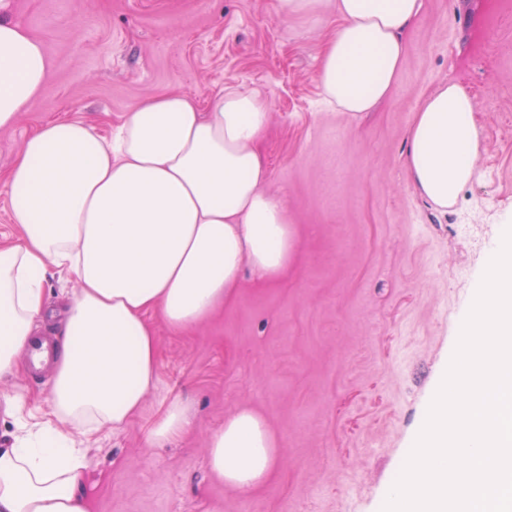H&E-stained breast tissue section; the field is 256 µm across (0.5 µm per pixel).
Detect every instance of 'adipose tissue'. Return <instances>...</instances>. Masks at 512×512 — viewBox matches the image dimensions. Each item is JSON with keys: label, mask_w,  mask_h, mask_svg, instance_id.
Masks as SVG:
<instances>
[{"label": "adipose tissue", "mask_w": 512, "mask_h": 512, "mask_svg": "<svg viewBox=\"0 0 512 512\" xmlns=\"http://www.w3.org/2000/svg\"><path fill=\"white\" fill-rule=\"evenodd\" d=\"M422 8L423 0H336L340 24L317 73L330 105L357 117L389 97ZM14 13V0H0V129L16 125L51 67ZM269 119L264 91L225 88L206 108L180 93L144 98L105 136L64 117L27 137L0 178L19 230L0 247L1 378L19 369L49 275L74 273L78 291L60 329L50 409L0 447V512H90L77 440L141 413L157 368L148 314L188 329L234 297L243 269L266 284L287 273L295 231L285 203L264 190L259 140ZM481 147L472 99L448 81L414 116L408 177L448 209L475 179ZM189 424L185 403L173 400L150 441L164 444ZM278 446L244 407L210 435L208 465L246 494L269 479Z\"/></svg>", "instance_id": "adipose-tissue-1"}]
</instances>
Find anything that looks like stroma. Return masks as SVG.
Segmentation results:
<instances>
[{
    "instance_id": "35a3bbf8",
    "label": "stroma",
    "mask_w": 512,
    "mask_h": 512,
    "mask_svg": "<svg viewBox=\"0 0 512 512\" xmlns=\"http://www.w3.org/2000/svg\"><path fill=\"white\" fill-rule=\"evenodd\" d=\"M485 2L424 0L394 91L354 118L317 81L339 24L330 0L290 15L277 0H15L51 68L42 98L0 130L1 173L61 115L104 135L148 96L259 88L265 189L298 238L285 277L243 271L233 301L194 328L149 314L156 383L140 415L88 450L93 512H382L512 224V0L490 13ZM451 79L472 98L482 150L475 180L441 212L408 181L404 153L414 113ZM77 288L75 275L49 276L41 332H59ZM51 388L23 370L0 380V399L23 393L38 417ZM175 398L190 428L154 445L149 430ZM243 407L279 441L272 478L246 495L207 462L208 436Z\"/></svg>"
}]
</instances>
